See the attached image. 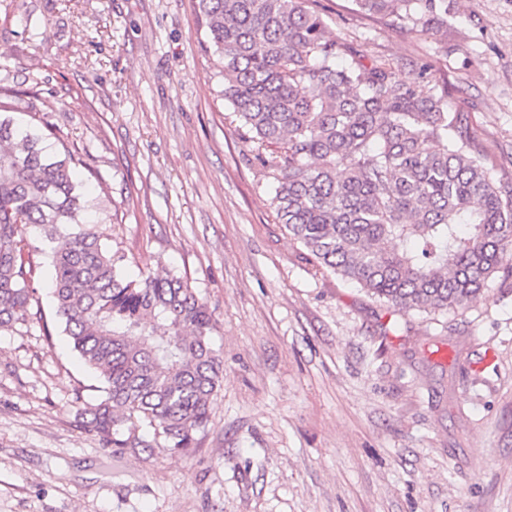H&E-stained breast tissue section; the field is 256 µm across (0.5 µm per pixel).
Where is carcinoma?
<instances>
[{
    "label": "carcinoma",
    "instance_id": "1",
    "mask_svg": "<svg viewBox=\"0 0 512 512\" xmlns=\"http://www.w3.org/2000/svg\"><path fill=\"white\" fill-rule=\"evenodd\" d=\"M359 11L425 30L448 0H355ZM224 99L260 165L277 173L278 223L319 266L397 313L469 306L512 274V189L428 83L364 65L306 0H194ZM36 111L0 85V328L27 320L32 294L18 223L49 243V288L103 399L84 404L105 448L196 447L223 360L206 303L180 277L121 275L123 256L86 224L78 150L48 151L12 113Z\"/></svg>",
    "mask_w": 512,
    "mask_h": 512
}]
</instances>
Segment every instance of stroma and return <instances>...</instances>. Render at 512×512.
I'll use <instances>...</instances> for the list:
<instances>
[{
    "mask_svg": "<svg viewBox=\"0 0 512 512\" xmlns=\"http://www.w3.org/2000/svg\"><path fill=\"white\" fill-rule=\"evenodd\" d=\"M364 63L430 82L512 186V0H448L419 32L311 0ZM192 0H0V83L31 92L127 276L188 280L224 361L186 455L104 448L100 382L37 300L0 331V512H512V278L463 311L397 314L275 218Z\"/></svg>",
    "mask_w": 512,
    "mask_h": 512,
    "instance_id": "35a3bbf8",
    "label": "stroma"
}]
</instances>
